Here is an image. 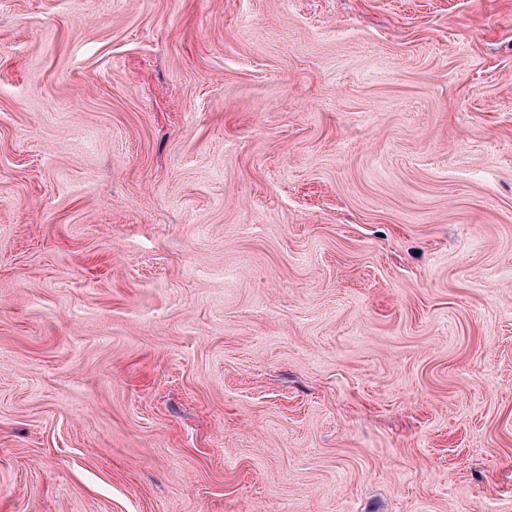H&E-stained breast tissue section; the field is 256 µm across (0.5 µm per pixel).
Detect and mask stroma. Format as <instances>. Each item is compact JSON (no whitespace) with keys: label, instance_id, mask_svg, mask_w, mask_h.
Returning <instances> with one entry per match:
<instances>
[{"label":"stroma","instance_id":"35a3bbf8","mask_svg":"<svg viewBox=\"0 0 512 512\" xmlns=\"http://www.w3.org/2000/svg\"><path fill=\"white\" fill-rule=\"evenodd\" d=\"M0 512H512V0H0Z\"/></svg>","mask_w":512,"mask_h":512}]
</instances>
